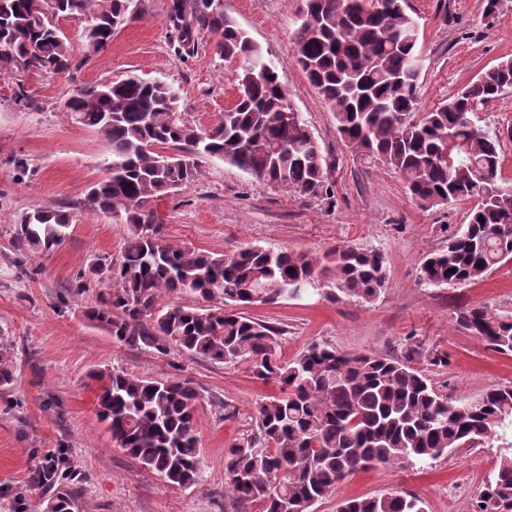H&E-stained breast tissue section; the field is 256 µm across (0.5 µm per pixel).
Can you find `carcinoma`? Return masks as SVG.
Masks as SVG:
<instances>
[{"label":"carcinoma","mask_w":512,"mask_h":512,"mask_svg":"<svg viewBox=\"0 0 512 512\" xmlns=\"http://www.w3.org/2000/svg\"><path fill=\"white\" fill-rule=\"evenodd\" d=\"M138 0H0V66L22 60L38 74H69L83 65L58 26L80 17L88 56L106 52L136 17ZM407 0H301L294 43L311 86L328 103L339 134L367 163L404 180L423 208L473 202L468 223L429 254L419 281L462 286L512 261V182L501 179L500 137L476 127L479 104L512 89V59L499 62L448 102L419 112L422 59ZM167 21L178 51L193 56L201 38L217 37L215 55L243 66L262 62L260 47L228 15L224 0H170ZM173 86L128 76L81 86L63 105L75 124L111 144L106 176L80 206L128 226L119 262H94L72 288L103 286L82 316L131 349L177 352L216 362L244 361L280 393L260 403L251 427L224 460L225 493L236 512H312L360 470L416 466L450 448H497V462L476 512H512V385L466 400L440 394L420 364L448 366V353L409 337L399 355H351L313 344L291 360L277 356V330L241 312L251 304L300 299L323 284L331 296L370 303L386 282L385 255L336 246L304 251L248 245L230 254L168 242L152 202L202 175L215 158L300 195L320 193L327 162L299 112L285 115L288 92L272 65L253 84H238L234 105L206 129L188 124ZM68 206L23 213L14 225L16 263L45 255L68 235ZM205 301L186 305L166 295ZM457 328L512 355V312L463 306ZM13 354L0 347V388L14 380ZM97 416L112 442L164 481L191 486L201 476L195 412L199 394L179 377L153 379L121 370L93 374ZM83 489L69 472L51 512H80ZM338 512H424L401 492L341 501Z\"/></svg>","instance_id":"cac0c4a2"}]
</instances>
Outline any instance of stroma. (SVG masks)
Returning <instances> with one entry per match:
<instances>
[{
  "label": "stroma",
  "mask_w": 512,
  "mask_h": 512,
  "mask_svg": "<svg viewBox=\"0 0 512 512\" xmlns=\"http://www.w3.org/2000/svg\"><path fill=\"white\" fill-rule=\"evenodd\" d=\"M169 2L141 0L137 19L94 57L82 38L83 20L60 19L72 55L83 62L76 73L47 77L0 69V345L16 355L14 382L0 390V512L47 506L54 481L40 471L50 457L62 459L64 469L81 480V512H233L224 496L225 456L256 406L279 392L277 383L256 380L243 361L224 364L116 345L82 317L95 290H66L96 259H120L127 227L81 205L90 184L106 175L110 146L100 132L67 119L65 100L84 84L137 75L174 85L185 119L208 128L236 99L235 66L215 55L212 37H204L195 56L178 53L167 22ZM484 7L485 0H408L424 62L422 110L512 58V0H502L490 18ZM297 8L298 0H224L225 14L274 64L318 141L330 195L302 196L207 158L199 181L154 202L166 239L221 253L247 244L313 255L341 245L378 249L386 257L387 276L374 302L331 299L315 290L299 300L247 307V315L279 328V358L292 359L313 343L349 354L392 355L412 336L447 352V366L429 368L428 374L448 398L466 400L512 385V355L494 352L455 325L465 305L512 312V263L466 286L419 283L426 255L442 249L466 223L472 204L421 208L398 174L359 158L298 63L292 38ZM18 157L26 158L27 171L14 166ZM62 205L73 208L68 238L50 254L32 255L31 275H20L12 248L17 218ZM105 368L194 383L203 451L198 484L171 489L114 445L96 413L92 374ZM496 455L487 447L453 448L423 466L361 471L317 502L314 512H337L340 500L392 491L418 497L425 512H476Z\"/></svg>",
  "instance_id": "obj_1"
}]
</instances>
